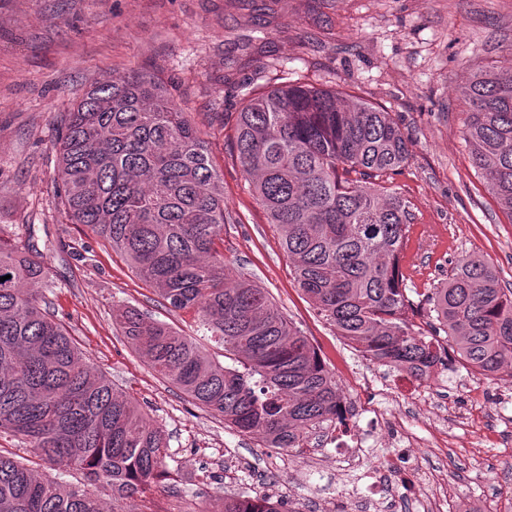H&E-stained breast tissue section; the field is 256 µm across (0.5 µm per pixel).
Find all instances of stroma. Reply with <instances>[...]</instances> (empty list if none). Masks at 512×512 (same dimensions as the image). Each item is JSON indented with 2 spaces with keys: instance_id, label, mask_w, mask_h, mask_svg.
<instances>
[{
  "instance_id": "1",
  "label": "stroma",
  "mask_w": 512,
  "mask_h": 512,
  "mask_svg": "<svg viewBox=\"0 0 512 512\" xmlns=\"http://www.w3.org/2000/svg\"><path fill=\"white\" fill-rule=\"evenodd\" d=\"M512 64V0H0V225L33 245L50 271L41 294L85 361L165 432V475L147 496L162 512H222L230 494L276 491L292 512L333 500L361 512L376 495L388 512H419L413 487L439 479L449 502L501 512L512 498V384L460 360L438 368L421 397L393 368L365 361L317 318L295 285L277 233L233 158L244 85L301 81L356 95L391 112L412 142L391 179L410 204L406 294L429 329L430 289L453 261L474 254L512 288V214L476 171L461 130L466 90L479 71ZM157 74L209 142L232 221L229 274L245 272L308 337L352 402L365 439L364 469L336 476L325 429L299 450L266 447L225 426L159 379L121 336L119 307L193 333L110 247L72 223L55 194L54 147L66 112L112 72ZM372 377V391L349 382Z\"/></svg>"
}]
</instances>
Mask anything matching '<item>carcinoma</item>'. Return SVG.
Here are the masks:
<instances>
[{
	"mask_svg": "<svg viewBox=\"0 0 512 512\" xmlns=\"http://www.w3.org/2000/svg\"><path fill=\"white\" fill-rule=\"evenodd\" d=\"M235 160L276 229L294 281L318 315L367 361L423 381L445 347L409 317L401 262L408 201L386 186L411 156L391 113L305 84L250 88ZM462 135L477 171L512 214V65L475 75ZM57 195L75 224L107 243L175 311L188 336L127 308L122 335L161 378L269 448H302L339 419L344 395L304 333L249 275L224 265V186L201 132L155 75L95 82L56 142ZM0 433L46 463L81 471L66 487L0 450V512H137L163 472V429L87 364L35 285L49 271L0 225ZM450 348L475 372L512 380V288L474 255L456 259L428 297ZM231 361L212 360L209 344ZM272 497H224L223 512H283Z\"/></svg>",
	"mask_w": 512,
	"mask_h": 512,
	"instance_id": "1",
	"label": "carcinoma"
}]
</instances>
